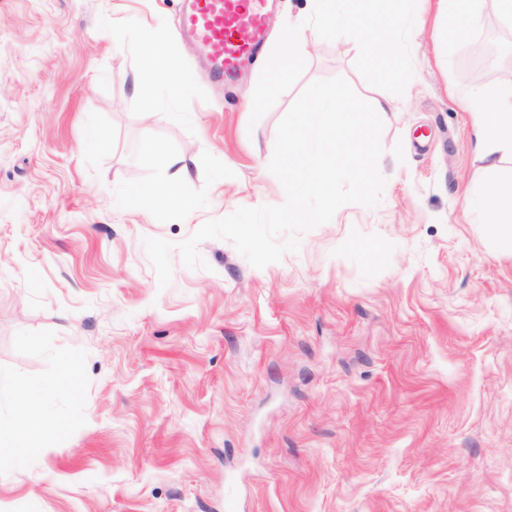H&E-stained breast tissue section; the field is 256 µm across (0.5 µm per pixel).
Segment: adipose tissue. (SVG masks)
Segmentation results:
<instances>
[{
	"mask_svg": "<svg viewBox=\"0 0 512 512\" xmlns=\"http://www.w3.org/2000/svg\"><path fill=\"white\" fill-rule=\"evenodd\" d=\"M145 68L149 76L160 81L170 95L180 97L190 92L191 85L177 68L166 40L155 38L149 41ZM462 107L471 115L475 149L489 161L478 182L477 193L488 199L490 211L505 217L506 222L499 225L498 234L503 247L512 249V189L504 190L498 186L494 178L496 168L491 164L495 155L512 153V85L493 91L474 90L463 100ZM170 164L174 168L171 180L148 187L141 200L149 208L159 206L181 214L191 213L195 202L179 189L180 181L190 176L189 168L180 157L172 158ZM53 387L50 381L40 383L19 402V416L5 432L6 454H14L16 449L42 438L46 422L41 405Z\"/></svg>",
	"mask_w": 512,
	"mask_h": 512,
	"instance_id": "adipose-tissue-1",
	"label": "adipose tissue"
}]
</instances>
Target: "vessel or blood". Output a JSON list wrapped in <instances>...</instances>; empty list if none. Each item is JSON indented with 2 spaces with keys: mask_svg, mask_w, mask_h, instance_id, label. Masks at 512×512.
Instances as JSON below:
<instances>
[{
  "mask_svg": "<svg viewBox=\"0 0 512 512\" xmlns=\"http://www.w3.org/2000/svg\"><path fill=\"white\" fill-rule=\"evenodd\" d=\"M266 7L267 0H185L180 30L203 49L215 82L235 79L259 54Z\"/></svg>",
  "mask_w": 512,
  "mask_h": 512,
  "instance_id": "1",
  "label": "vessel or blood"
}]
</instances>
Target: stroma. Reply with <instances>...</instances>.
Instances as JSON below:
<instances>
[{"label":"stroma","mask_w":512,"mask_h":512,"mask_svg":"<svg viewBox=\"0 0 512 512\" xmlns=\"http://www.w3.org/2000/svg\"><path fill=\"white\" fill-rule=\"evenodd\" d=\"M271 2L261 58L219 93L194 75L184 0H0V426L61 380L38 449L0 465V512H512V251L467 206L486 162L460 106L512 84V28L498 0L440 26L418 0L424 33L377 62L396 0L341 30L314 0ZM290 19L306 60L280 76ZM155 34L194 90L153 85L147 112ZM336 76L395 101L380 203L262 269L203 241L206 268L174 261L159 288L144 238L282 204L277 125ZM171 156L189 218L138 202Z\"/></svg>","instance_id":"stroma-1"}]
</instances>
